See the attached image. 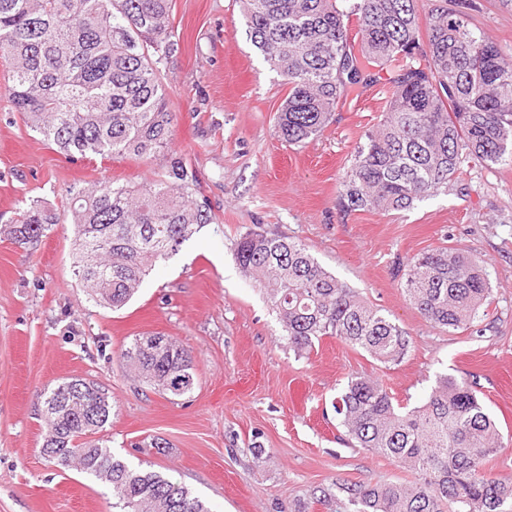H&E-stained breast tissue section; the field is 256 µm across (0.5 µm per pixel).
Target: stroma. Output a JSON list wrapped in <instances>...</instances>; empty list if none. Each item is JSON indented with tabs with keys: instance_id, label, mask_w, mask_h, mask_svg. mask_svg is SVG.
Returning a JSON list of instances; mask_svg holds the SVG:
<instances>
[{
	"instance_id": "obj_1",
	"label": "stroma",
	"mask_w": 512,
	"mask_h": 512,
	"mask_svg": "<svg viewBox=\"0 0 512 512\" xmlns=\"http://www.w3.org/2000/svg\"><path fill=\"white\" fill-rule=\"evenodd\" d=\"M465 13L470 28L512 53V0H468ZM171 24L180 50L163 74L177 120L148 159H66L15 112L0 59V512H112L110 490L41 452L42 395L73 378L111 391L117 413L102 436L113 454L180 481L214 512H329L312 503L313 487L413 481L346 436L334 403L358 374L411 407L437 376L473 382L507 439L498 459L512 461V165L469 164L408 211L344 212L339 183L381 115V84L341 98L320 135L290 145L275 132L288 87L252 45L240 0H173ZM172 157L196 175L215 220L156 265L121 310L89 302L78 286L70 225L28 244L6 233L22 199L61 215L73 185L140 184ZM256 224L305 244L390 315L409 333L410 353L382 363L336 337L290 350L233 258L236 238ZM438 247L485 261L483 335L436 328L406 299L408 260ZM145 333L188 350L190 394L156 392L124 368L121 351ZM153 437L166 448L142 447Z\"/></svg>"
}]
</instances>
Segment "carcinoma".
<instances>
[{"mask_svg": "<svg viewBox=\"0 0 512 512\" xmlns=\"http://www.w3.org/2000/svg\"><path fill=\"white\" fill-rule=\"evenodd\" d=\"M250 41L284 79L277 132L289 145L318 135L336 103L367 81L384 82L379 123L354 149L338 190L345 212H401L448 188L466 164H512V59L469 28L447 0L420 18L418 0H241ZM173 0H0V57L15 111L71 160L149 158L169 140L162 68L178 50ZM356 17L359 44L348 37ZM426 25V42L420 41ZM198 180L170 160L137 186L96 181L70 188L59 217L28 199L8 234L21 244L65 221L74 228L73 274L93 303L119 310L149 271L214 221ZM234 256L260 286L288 347L302 354L336 336L383 363L410 351L409 334L368 305L295 240L255 224ZM403 292L420 315L450 333L481 321L491 296L484 262L438 248L410 259ZM131 372L175 396L190 393L195 368L168 336H138L121 352ZM357 446L412 471L415 481L334 483L310 491L333 512H507L512 472L490 459L504 447L472 383L446 375L426 400L401 409L367 376L336 401ZM42 453L112 487L113 512H211L184 485L112 454L93 438L112 423V394L75 378L44 393Z\"/></svg>", "mask_w": 512, "mask_h": 512, "instance_id": "cac0c4a2", "label": "carcinoma"}]
</instances>
